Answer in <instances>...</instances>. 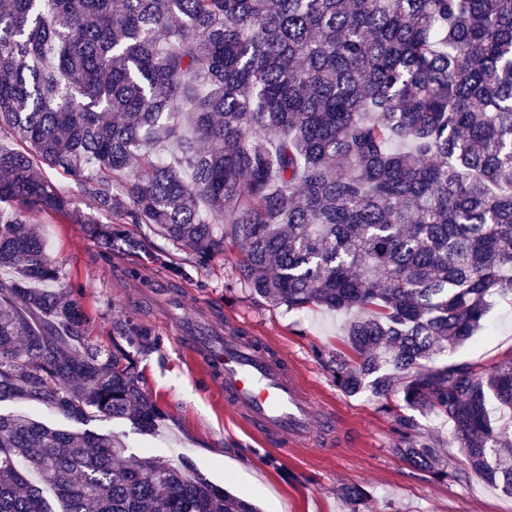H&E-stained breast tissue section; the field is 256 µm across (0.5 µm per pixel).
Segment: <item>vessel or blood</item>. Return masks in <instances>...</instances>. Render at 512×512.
<instances>
[{
    "mask_svg": "<svg viewBox=\"0 0 512 512\" xmlns=\"http://www.w3.org/2000/svg\"><path fill=\"white\" fill-rule=\"evenodd\" d=\"M207 370L226 405L268 446L284 452L316 429L337 430L335 416L315 409L287 360L259 340L225 332L223 349L207 353Z\"/></svg>",
    "mask_w": 512,
    "mask_h": 512,
    "instance_id": "obj_1",
    "label": "vessel or blood"
}]
</instances>
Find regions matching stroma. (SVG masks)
<instances>
[{"label":"stroma","mask_w":512,"mask_h":512,"mask_svg":"<svg viewBox=\"0 0 512 512\" xmlns=\"http://www.w3.org/2000/svg\"><path fill=\"white\" fill-rule=\"evenodd\" d=\"M62 283L79 285L75 299L89 317L90 344L110 345L115 323L132 318L160 340L143 356L140 369L148 392L166 410L155 431L144 433L126 420L93 415L89 430L118 437L131 457L192 459L198 471L257 505L260 512H349L339 490L364 484L372 498L361 512H512V496L468 468L447 418L417 414L419 438L437 444L461 474L442 482L395 454L398 435L391 413L370 391H338L316 350L349 355L347 315L321 307L295 311L256 299L239 277L236 255L217 257L210 267L195 264L192 252L157 235L146 224L130 225L147 249L104 259L100 245L79 224L46 217L34 226ZM163 251L187 276L171 278L155 264ZM239 321L248 336L263 337L297 369L317 407L334 410L344 429V446L309 445L281 454L251 434L224 405V391L208 377L202 351L179 348L181 325L205 323L223 335L224 323ZM512 358V303L498 301L484 329L449 352L451 362L489 368Z\"/></svg>","instance_id":"obj_1"}]
</instances>
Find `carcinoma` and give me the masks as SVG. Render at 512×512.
<instances>
[{"mask_svg":"<svg viewBox=\"0 0 512 512\" xmlns=\"http://www.w3.org/2000/svg\"><path fill=\"white\" fill-rule=\"evenodd\" d=\"M0 402L150 432L166 417L129 322L101 349L30 229L46 214L112 252L129 224L201 267L239 254L251 293L349 314L338 390L448 418L471 470L512 495V358L421 362L512 301V0H0ZM78 180L95 212L53 179ZM394 453L441 451L394 414ZM116 437L0 413V512H257L193 462H126ZM351 512L367 499L352 483Z\"/></svg>","mask_w":512,"mask_h":512,"instance_id":"cac0c4a2","label":"carcinoma"}]
</instances>
